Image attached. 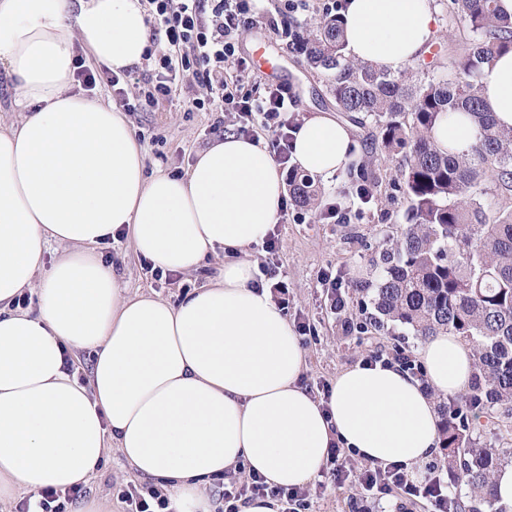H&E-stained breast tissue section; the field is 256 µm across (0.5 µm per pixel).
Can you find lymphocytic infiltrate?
<instances>
[{
	"mask_svg": "<svg viewBox=\"0 0 512 512\" xmlns=\"http://www.w3.org/2000/svg\"><path fill=\"white\" fill-rule=\"evenodd\" d=\"M147 24L151 35H164L166 49L159 59L160 71L155 78L140 81L135 70L123 69L107 73L106 80L116 94V103L126 106L127 86H141L146 103L169 98L175 86L191 80L205 90L204 97L185 93L184 106L190 110L236 112L244 123L239 132L255 139L265 135L279 165L291 160L292 114L298 104L289 88L267 87L262 95L244 92L243 86L254 80L246 58L238 49L241 31L265 27L274 34L287 35L296 13L307 10L309 0H284L283 8L269 14L257 11L253 0H147ZM329 462L337 485L357 483L364 498L376 499L400 489L411 496L430 500L435 512H448L447 487L438 465H431L423 481L410 479L398 465L382 466L365 462L352 466L345 449L330 450ZM307 488L268 486L261 477L252 475L247 481L225 483L220 497L224 512H240L241 504L253 498L270 496L278 499L281 512H300Z\"/></svg>",
	"mask_w": 512,
	"mask_h": 512,
	"instance_id": "lymphocytic-infiltrate-1",
	"label": "lymphocytic infiltrate"
}]
</instances>
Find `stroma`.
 Returning <instances> with one entry per match:
<instances>
[{"label":"stroma","mask_w":512,"mask_h":512,"mask_svg":"<svg viewBox=\"0 0 512 512\" xmlns=\"http://www.w3.org/2000/svg\"><path fill=\"white\" fill-rule=\"evenodd\" d=\"M437 27L435 44L440 55L424 53L404 69L413 81L444 80L457 73L470 32L464 18L451 12L448 0H435ZM240 48L253 58V67L260 76L259 84L249 85V92L261 93L268 84V66H275L278 78L295 93L301 116L318 113L347 121V113L337 111L327 91V74L312 70L303 57L292 49L291 38H281L266 29L254 28L243 33ZM129 99L135 110L129 115L135 136L144 150L145 172L164 171L183 174L193 163L196 151L212 143L217 133L233 132L239 125L232 112L186 111L180 99L159 100L146 105L137 90H130ZM374 128L371 122L353 127L355 149L361 163L344 175L321 184V203L316 209L291 206L287 224L281 225L277 258L288 279L289 315H301L306 324L302 337L307 368L303 374L304 388L333 384L337 374L361 362L373 353H381L389 361L406 356L418 360L423 345L407 326L390 323L384 329L360 331L358 325L373 313V289L383 274L382 255L391 241L407 225L409 202L404 194V163L401 156L384 152L371 143ZM378 179L373 196L360 212L350 213L337 224L327 219L329 205L345 195L356 193L362 183L361 172ZM106 262L115 269L123 289L129 294L144 290L177 302L195 288L206 285L219 273L218 264L211 263L196 273L184 276L170 273L155 277L150 262L137 257L127 240L120 238L98 248ZM352 271L354 288L347 291V305L341 316L326 308L322 274ZM119 455H112L86 487L88 496L105 500L109 512H124L120 491L134 482ZM320 487L311 494L307 512H432L423 498L407 497L396 490L379 500H363L357 485L337 487L329 469L317 476Z\"/></svg>","instance_id":"stroma-1"}]
</instances>
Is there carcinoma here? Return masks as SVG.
<instances>
[{"label":"carcinoma","instance_id":"cac0c4a2","mask_svg":"<svg viewBox=\"0 0 512 512\" xmlns=\"http://www.w3.org/2000/svg\"><path fill=\"white\" fill-rule=\"evenodd\" d=\"M498 0H450L471 32L460 76L419 85L346 55L343 19L328 13L296 51L314 70L331 75L328 92L339 112L373 120L388 152L403 156L409 221L383 255L370 320L411 327L426 341L442 332L471 344L475 379L456 406L444 409L440 440L448 469L470 490L468 512L494 506L492 477L512 454L478 447L472 430L502 409L512 418V209L487 213L480 184L490 171L498 190L512 195V128L496 124L477 82L484 65L512 49V19ZM464 113L479 130L471 153L443 152L431 132L443 112ZM289 198L314 207V181L293 168Z\"/></svg>","mask_w":512,"mask_h":512}]
</instances>
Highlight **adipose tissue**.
<instances>
[{
  "mask_svg": "<svg viewBox=\"0 0 512 512\" xmlns=\"http://www.w3.org/2000/svg\"><path fill=\"white\" fill-rule=\"evenodd\" d=\"M143 0H0V74L17 117L0 122V501L88 483L111 453L153 481L172 512H213L209 485L245 469L301 486L332 446L408 473L440 451L436 396L467 390L473 350L441 333L420 350L424 379L356 364L328 401L301 386L305 352L283 311L257 291L249 250L286 196L284 172L260 142L227 134L185 175H146L124 113L75 93L74 49L120 70L148 47ZM348 53L397 71L427 49L432 0H348ZM479 81L498 126L512 127V51ZM432 136L469 153L477 127L449 112ZM294 164L327 181L357 157L350 128L306 119ZM125 236L153 267L218 276L178 303L128 295L95 247ZM64 254L45 265L49 243ZM38 296L20 309L18 296ZM92 350L87 382L69 370Z\"/></svg>",
  "mask_w": 512,
  "mask_h": 512,
  "instance_id": "ef3b65f1",
  "label": "adipose tissue"
}]
</instances>
